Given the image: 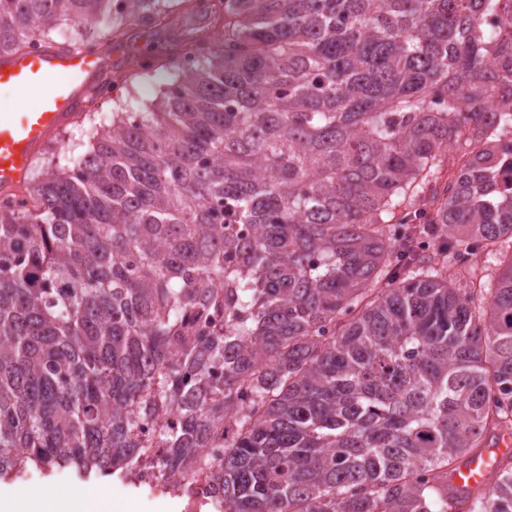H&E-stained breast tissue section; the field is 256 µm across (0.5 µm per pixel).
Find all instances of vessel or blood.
I'll return each instance as SVG.
<instances>
[{
    "label": "vessel or blood",
    "instance_id": "vessel-or-blood-1",
    "mask_svg": "<svg viewBox=\"0 0 512 512\" xmlns=\"http://www.w3.org/2000/svg\"><path fill=\"white\" fill-rule=\"evenodd\" d=\"M104 63L96 52L63 53L42 48L0 58V86L21 95L38 94L36 107L26 112L0 113V193L10 194L28 169L36 148L83 107L81 90ZM512 455V438L501 436L493 454L464 457L448 483L457 497L484 485L494 458Z\"/></svg>",
    "mask_w": 512,
    "mask_h": 512
}]
</instances>
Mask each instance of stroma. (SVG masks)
Wrapping results in <instances>:
<instances>
[{
    "label": "stroma",
    "mask_w": 512,
    "mask_h": 512,
    "mask_svg": "<svg viewBox=\"0 0 512 512\" xmlns=\"http://www.w3.org/2000/svg\"><path fill=\"white\" fill-rule=\"evenodd\" d=\"M95 49L105 51L107 74L118 79L119 85L113 90L111 99L97 108H85L75 113L63 129L35 154L18 191L31 198L38 185L47 177L50 168L64 162L68 156L88 151L92 146L91 133L109 127L112 114L118 108L132 112L142 111L144 105L152 103L168 84L164 64L177 49L178 37L175 31L160 24L126 22L121 25L117 37H94ZM153 58L156 65L155 77L145 80L133 75L134 60L143 57ZM100 474L78 476L64 471H35L32 480H24L22 475L0 481V495L17 491L35 492L52 487L62 492L73 489L92 494L95 484L101 482ZM181 507L172 500L144 497L139 489L120 482L112 484V499L109 507L102 512H180Z\"/></svg>",
    "instance_id": "obj_1"
}]
</instances>
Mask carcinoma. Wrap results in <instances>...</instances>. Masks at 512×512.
<instances>
[{
    "label": "carcinoma",
    "instance_id": "obj_1",
    "mask_svg": "<svg viewBox=\"0 0 512 512\" xmlns=\"http://www.w3.org/2000/svg\"><path fill=\"white\" fill-rule=\"evenodd\" d=\"M187 13L158 103L0 199V478L163 448L223 512H460L442 468L512 435V264L487 311L470 265L512 242V0H0V55Z\"/></svg>",
    "mask_w": 512,
    "mask_h": 512
}]
</instances>
